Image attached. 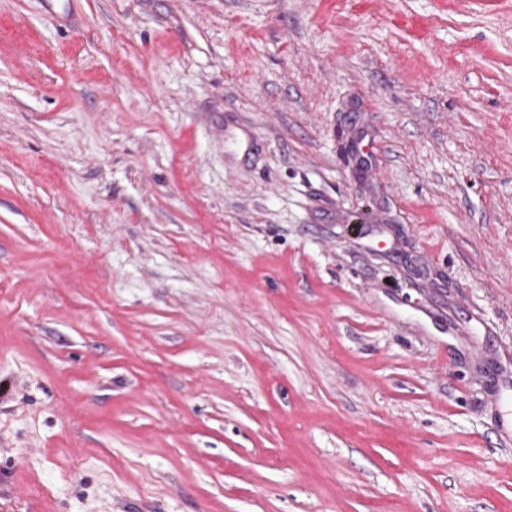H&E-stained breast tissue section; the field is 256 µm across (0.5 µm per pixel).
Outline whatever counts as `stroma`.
<instances>
[{
  "mask_svg": "<svg viewBox=\"0 0 512 512\" xmlns=\"http://www.w3.org/2000/svg\"><path fill=\"white\" fill-rule=\"evenodd\" d=\"M512 0H0V512H512Z\"/></svg>",
  "mask_w": 512,
  "mask_h": 512,
  "instance_id": "1",
  "label": "stroma"
}]
</instances>
